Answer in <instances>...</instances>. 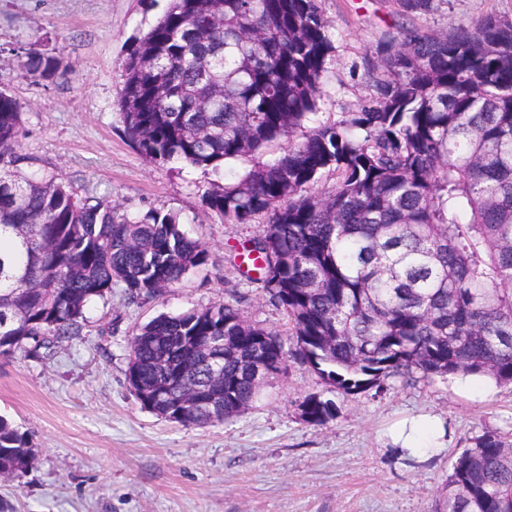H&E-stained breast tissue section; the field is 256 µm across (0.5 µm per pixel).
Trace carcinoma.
Returning a JSON list of instances; mask_svg holds the SVG:
<instances>
[{
    "instance_id": "obj_1",
    "label": "carcinoma",
    "mask_w": 512,
    "mask_h": 512,
    "mask_svg": "<svg viewBox=\"0 0 512 512\" xmlns=\"http://www.w3.org/2000/svg\"><path fill=\"white\" fill-rule=\"evenodd\" d=\"M433 2L398 0L403 22L364 56L368 93L355 111L201 194L226 224L265 216L234 259L286 312L291 337L231 303L159 315L129 340L127 377L144 408L169 420L158 388L178 401L209 387L219 407L176 422H222L260 398L257 365L276 375L290 355L346 395L461 372L512 384V21L409 23ZM7 51L38 82L67 79L48 42ZM332 52L316 0H170L126 50L123 134L154 162L218 174L315 114ZM22 126V105L0 90L1 355L37 357L80 335L114 288L134 303L208 266L209 247L176 214H129L29 170ZM326 174L335 189L311 191ZM208 336L225 337L221 386L201 349ZM302 414L322 425L333 402L309 396ZM33 456L0 419V474L22 479ZM446 487L444 512H512V444L498 431L475 437Z\"/></svg>"
}]
</instances>
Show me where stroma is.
<instances>
[{
    "instance_id": "1",
    "label": "stroma",
    "mask_w": 512,
    "mask_h": 512,
    "mask_svg": "<svg viewBox=\"0 0 512 512\" xmlns=\"http://www.w3.org/2000/svg\"><path fill=\"white\" fill-rule=\"evenodd\" d=\"M334 52L308 126L354 111L367 89L366 51L398 23L396 0H317ZM167 0H0V45L51 37L71 73L51 86L22 77L0 52V88L21 103L19 149L38 169L93 185L130 212L180 215L210 248L207 273L188 274L163 296L128 303L122 289L93 304L81 335L40 359L0 357V417L27 433L35 455L18 481L0 480V512H435L451 463L487 430L512 435V385L460 391L455 378L387 381L383 391L345 396L288 358L255 406L208 427L157 416L136 400L126 374L127 340L159 314L230 302L250 323L289 334L269 294L233 267L241 244L263 235V218L227 224L204 216L201 194L220 177L159 165L122 133L117 93L127 41ZM492 14L512 20V0H434L419 25L448 30ZM311 395L332 400L322 425L305 421ZM429 413L448 431L436 455L409 458L388 433Z\"/></svg>"
}]
</instances>
